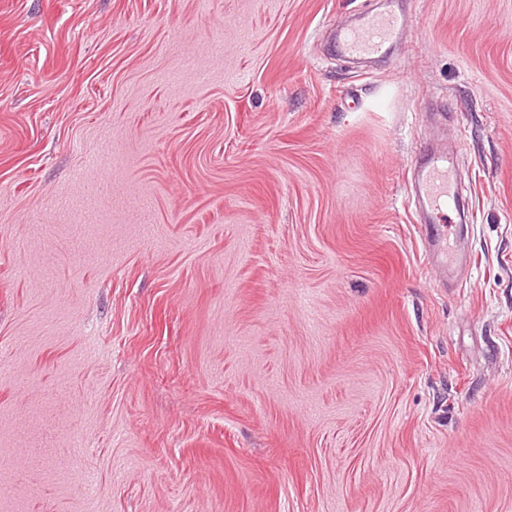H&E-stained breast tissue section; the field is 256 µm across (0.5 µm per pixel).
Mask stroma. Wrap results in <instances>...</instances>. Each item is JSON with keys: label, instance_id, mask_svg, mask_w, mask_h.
<instances>
[{"label": "stroma", "instance_id": "1", "mask_svg": "<svg viewBox=\"0 0 512 512\" xmlns=\"http://www.w3.org/2000/svg\"><path fill=\"white\" fill-rule=\"evenodd\" d=\"M375 2L0 0V512H512V0ZM409 21V14L400 8L364 12L357 24L338 30L335 46L349 56H383L399 42ZM417 158V179L427 205L425 239L429 245L438 246L442 234L437 225L446 223L447 209L453 204L458 215L461 212L451 178L453 161L447 153L431 148L421 149Z\"/></svg>", "mask_w": 512, "mask_h": 512}]
</instances>
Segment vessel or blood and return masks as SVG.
<instances>
[{
    "label": "vessel or blood",
    "mask_w": 512,
    "mask_h": 512,
    "mask_svg": "<svg viewBox=\"0 0 512 512\" xmlns=\"http://www.w3.org/2000/svg\"><path fill=\"white\" fill-rule=\"evenodd\" d=\"M409 21V14L400 8L364 12L357 24L339 29L336 46L349 56L385 55L399 42ZM417 158V179L427 205L425 239L429 245L436 246L441 239L439 226L445 223L448 208L457 201L451 178L453 161L447 153L430 148L421 149Z\"/></svg>",
    "instance_id": "obj_1"
}]
</instances>
